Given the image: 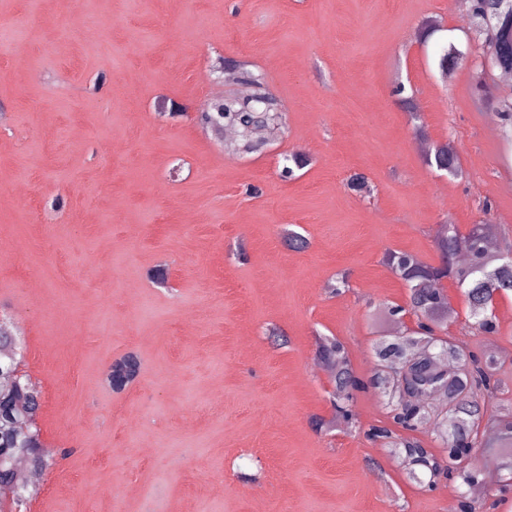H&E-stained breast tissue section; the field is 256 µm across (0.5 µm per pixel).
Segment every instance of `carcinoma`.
<instances>
[{
  "instance_id": "1",
  "label": "carcinoma",
  "mask_w": 512,
  "mask_h": 512,
  "mask_svg": "<svg viewBox=\"0 0 512 512\" xmlns=\"http://www.w3.org/2000/svg\"><path fill=\"white\" fill-rule=\"evenodd\" d=\"M470 25L474 27L481 52L497 59L498 67L512 73V0H471ZM459 49L452 43L435 55V63H448L452 68L462 62ZM506 139H512V94L493 100ZM261 102H243L236 97L208 104L202 113V120L233 124L244 129L248 119L258 112ZM425 163L450 177L461 174V164L452 142L433 146L425 155ZM466 244L468 261L460 263L457 253L461 244ZM434 245L440 255L437 266L425 265L414 255L406 252L389 251L383 262L409 290L408 307L417 317V330L405 338H383L374 346L376 360H385L397 369L409 370V385L422 392L435 393L438 386L448 387V406L444 411L433 406L418 395L406 401H389L390 425L373 426L368 429L372 438H398V445L405 452L410 466H419L435 472L439 464L434 456L415 438L397 436L395 430L414 432L418 427L432 421L442 452L448 457V469L457 464L455 457L462 454L472 457L473 448L487 446L494 440L503 450L505 469L512 473V412L499 413L486 423L485 429L478 430L481 419L490 400L499 390L495 378L499 356L494 353L477 355L461 353L459 361L444 364L445 356L437 349L446 345L438 340L428 349L415 345V339L431 336L434 326L441 328L448 321V295L443 281L448 279L464 293L469 316L476 320L478 327L486 333L496 331L494 308L497 300L512 293V263L505 266L497 254L488 250L485 235L471 228L462 234L453 224H443L438 229ZM319 360L324 365L336 366L334 398L337 416L346 424L355 426L356 419L349 404L352 391L373 388L385 396H391L393 380L376 369L371 377L363 381L352 372L344 360V347L334 337H325L319 342ZM112 369H125L128 380H133L139 370L137 357L129 353L112 364ZM21 418L13 401L5 396L0 398V448L28 452L32 464L41 469L45 466L41 454L30 451L33 447L28 437L16 433L15 421Z\"/></svg>"
}]
</instances>
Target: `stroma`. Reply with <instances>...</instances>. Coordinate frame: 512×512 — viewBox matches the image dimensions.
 <instances>
[{
    "label": "stroma",
    "mask_w": 512,
    "mask_h": 512,
    "mask_svg": "<svg viewBox=\"0 0 512 512\" xmlns=\"http://www.w3.org/2000/svg\"><path fill=\"white\" fill-rule=\"evenodd\" d=\"M446 28L421 42L424 21ZM457 0H0V319L42 390L54 464L28 512H452L459 479L414 481L387 400L354 392L333 424L319 337L368 379L374 341L408 334L387 251L435 265L440 225L512 246V142L463 61ZM263 75L285 111L265 151L226 155L200 120L218 59ZM424 136H416L412 114ZM453 142L461 177L424 146ZM309 159L294 177L282 157ZM364 175L365 193L348 188ZM301 233L306 249L286 243ZM165 270V284L153 278ZM348 288L332 292L339 274ZM447 334L510 352L490 412L512 408V297L472 329L447 286ZM138 377L106 381L126 354Z\"/></svg>",
    "instance_id": "35a3bbf8"
}]
</instances>
